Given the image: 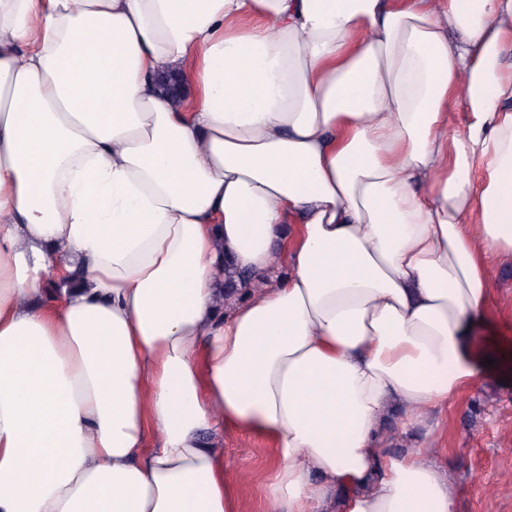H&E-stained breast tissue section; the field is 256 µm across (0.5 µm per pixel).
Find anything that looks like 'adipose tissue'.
<instances>
[{
  "mask_svg": "<svg viewBox=\"0 0 512 512\" xmlns=\"http://www.w3.org/2000/svg\"><path fill=\"white\" fill-rule=\"evenodd\" d=\"M491 250L512 0H0V512H456ZM270 445L245 432H225L224 464L239 492V512H273L265 485L271 476Z\"/></svg>",
  "mask_w": 512,
  "mask_h": 512,
  "instance_id": "ef3b65f1",
  "label": "adipose tissue"
}]
</instances>
